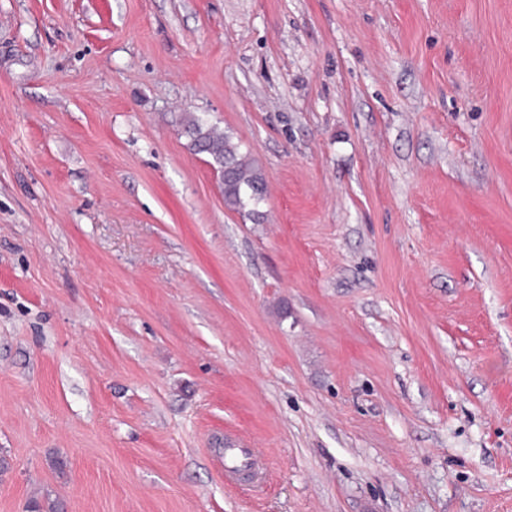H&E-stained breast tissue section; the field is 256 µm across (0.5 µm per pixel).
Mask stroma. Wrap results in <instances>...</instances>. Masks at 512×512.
<instances>
[{
    "label": "stroma",
    "mask_w": 512,
    "mask_h": 512,
    "mask_svg": "<svg viewBox=\"0 0 512 512\" xmlns=\"http://www.w3.org/2000/svg\"><path fill=\"white\" fill-rule=\"evenodd\" d=\"M0 458V512H512V0H0ZM183 130L195 153L205 154L210 165L224 168V204L236 211L257 213L266 193L262 170L242 155L226 135L216 133L202 117L187 115ZM248 468H251L257 474L256 482H260L264 474V468L255 448H225L224 478L227 481H239V470Z\"/></svg>",
    "instance_id": "stroma-1"
}]
</instances>
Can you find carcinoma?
Masks as SVG:
<instances>
[{"label":"carcinoma","instance_id":"obj_1","mask_svg":"<svg viewBox=\"0 0 512 512\" xmlns=\"http://www.w3.org/2000/svg\"><path fill=\"white\" fill-rule=\"evenodd\" d=\"M183 130L195 153L206 155L210 165L224 170V204L236 211L256 213L266 193L262 170L202 117L187 115Z\"/></svg>","mask_w":512,"mask_h":512}]
</instances>
